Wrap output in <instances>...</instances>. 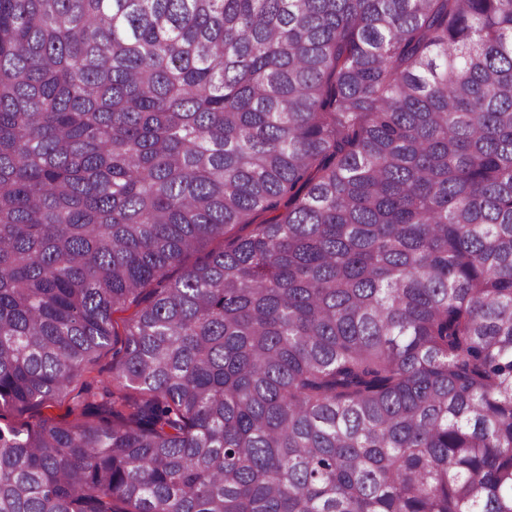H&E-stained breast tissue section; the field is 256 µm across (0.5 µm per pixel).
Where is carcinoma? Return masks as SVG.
<instances>
[{
  "instance_id": "obj_1",
  "label": "carcinoma",
  "mask_w": 512,
  "mask_h": 512,
  "mask_svg": "<svg viewBox=\"0 0 512 512\" xmlns=\"http://www.w3.org/2000/svg\"><path fill=\"white\" fill-rule=\"evenodd\" d=\"M118 336L0 512H512V0H0V409Z\"/></svg>"
}]
</instances>
